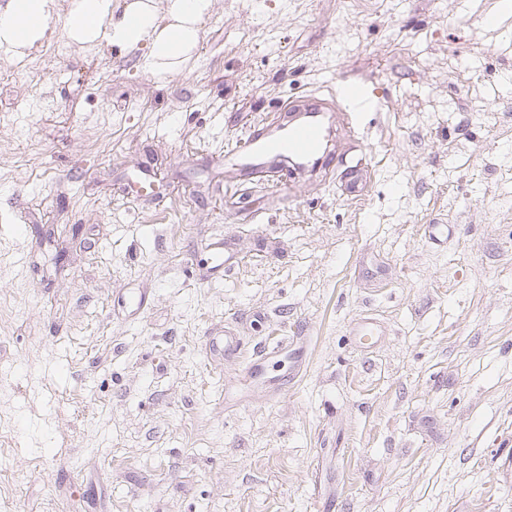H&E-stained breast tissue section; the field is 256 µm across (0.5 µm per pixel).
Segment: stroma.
I'll return each mask as SVG.
<instances>
[{
    "mask_svg": "<svg viewBox=\"0 0 512 512\" xmlns=\"http://www.w3.org/2000/svg\"><path fill=\"white\" fill-rule=\"evenodd\" d=\"M73 2L0 45V512H512V14L211 0L158 72L104 38L54 54ZM341 81L375 95L365 197L225 161Z\"/></svg>",
    "mask_w": 512,
    "mask_h": 512,
    "instance_id": "obj_1",
    "label": "stroma"
}]
</instances>
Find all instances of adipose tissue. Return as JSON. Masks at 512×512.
Here are the masks:
<instances>
[{
  "instance_id": "adipose-tissue-1",
  "label": "adipose tissue",
  "mask_w": 512,
  "mask_h": 512,
  "mask_svg": "<svg viewBox=\"0 0 512 512\" xmlns=\"http://www.w3.org/2000/svg\"><path fill=\"white\" fill-rule=\"evenodd\" d=\"M210 0H168L158 14L150 0H130L121 20L111 22L112 0H76L68 18L69 35L106 38L128 48L148 43L150 64H174L188 55L199 39V22ZM49 23L47 0H9L0 10V42L24 48L42 39Z\"/></svg>"
}]
</instances>
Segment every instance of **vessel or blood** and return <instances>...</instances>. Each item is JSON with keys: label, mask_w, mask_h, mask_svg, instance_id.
<instances>
[{"label": "vessel or blood", "mask_w": 512, "mask_h": 512, "mask_svg": "<svg viewBox=\"0 0 512 512\" xmlns=\"http://www.w3.org/2000/svg\"><path fill=\"white\" fill-rule=\"evenodd\" d=\"M373 101L367 89L351 84L339 85L336 92L325 96L310 108H301L299 101L285 103L288 120L278 133L251 134L252 150L235 156L232 167L244 175L267 174L280 157H289L295 170L313 168L327 170L329 156L323 148L328 132L351 138L359 132L362 112L371 109ZM365 167H344L340 173L344 190L354 199L360 198L366 183Z\"/></svg>", "instance_id": "b4317fda"}]
</instances>
